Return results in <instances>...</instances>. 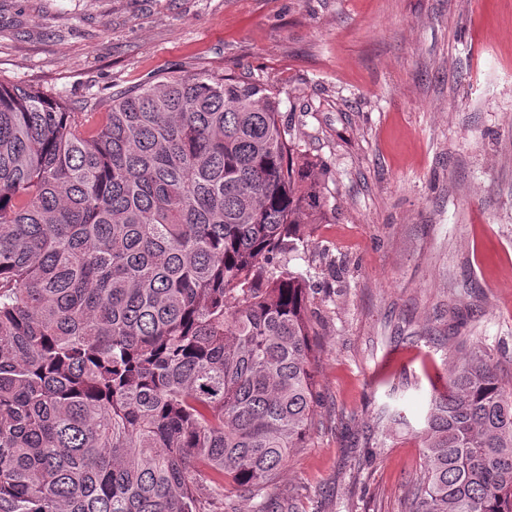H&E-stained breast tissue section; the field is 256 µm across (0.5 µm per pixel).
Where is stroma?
Here are the masks:
<instances>
[{
  "instance_id": "obj_1",
  "label": "stroma",
  "mask_w": 512,
  "mask_h": 512,
  "mask_svg": "<svg viewBox=\"0 0 512 512\" xmlns=\"http://www.w3.org/2000/svg\"><path fill=\"white\" fill-rule=\"evenodd\" d=\"M227 70L280 91L326 209L289 255L315 427L264 496L209 512H409L457 347L512 381V0H0V82L73 112Z\"/></svg>"
}]
</instances>
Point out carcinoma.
<instances>
[{
	"mask_svg": "<svg viewBox=\"0 0 512 512\" xmlns=\"http://www.w3.org/2000/svg\"><path fill=\"white\" fill-rule=\"evenodd\" d=\"M0 83V512H205L315 422L309 284L325 187L279 93L196 73L95 122ZM411 512H512V386L462 345Z\"/></svg>",
	"mask_w": 512,
	"mask_h": 512,
	"instance_id": "1",
	"label": "carcinoma"
}]
</instances>
